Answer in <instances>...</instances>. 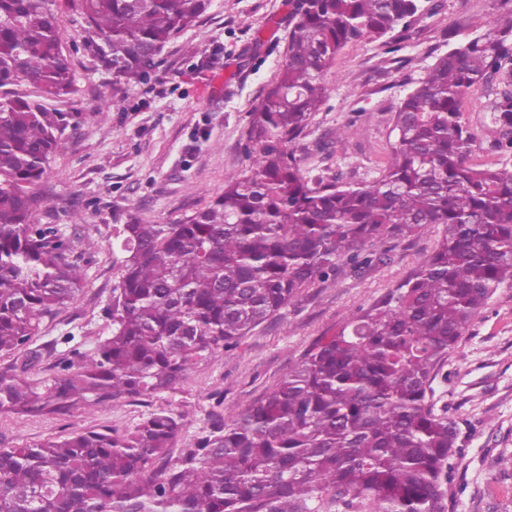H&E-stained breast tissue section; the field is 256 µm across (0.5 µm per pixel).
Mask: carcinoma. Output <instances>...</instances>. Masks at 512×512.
Segmentation results:
<instances>
[{
    "instance_id": "carcinoma-1",
    "label": "carcinoma",
    "mask_w": 512,
    "mask_h": 512,
    "mask_svg": "<svg viewBox=\"0 0 512 512\" xmlns=\"http://www.w3.org/2000/svg\"><path fill=\"white\" fill-rule=\"evenodd\" d=\"M117 83L140 82L209 0H69ZM422 0H295L284 61L250 112L248 165L174 224L135 214L109 335L56 375L28 376L42 323L84 273L59 229L35 224L33 191L66 145L70 114L42 97L77 92L57 0H0V415H66L173 390L199 361L233 354L302 290L361 272L383 245L443 226L436 250L378 302L320 336L301 363L232 423L178 457L184 415L0 448V512H447L460 428L433 383L501 288H512V168L470 163L465 99L488 87L495 148L512 159V24L459 42L393 118L389 161L359 186L304 174L296 142L328 94L336 55L408 28Z\"/></svg>"
}]
</instances>
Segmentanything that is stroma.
Segmentation results:
<instances>
[{"mask_svg":"<svg viewBox=\"0 0 512 512\" xmlns=\"http://www.w3.org/2000/svg\"><path fill=\"white\" fill-rule=\"evenodd\" d=\"M289 0H211L197 21L165 48L143 81L116 84L84 43L83 21L59 9L60 34L77 92L47 109L71 115L65 148L37 187L46 208L37 224L58 225L84 269L83 287L33 342L43 357L33 378L53 376L67 353L92 350L108 335L104 315L117 279L115 225L129 214L171 224L223 193L226 176L248 163V113L276 73L288 36ZM512 22V0H426L409 29L386 40L363 37L336 56L326 75L328 95L298 146L309 175L359 185L380 176L393 141V116L404 95L436 58L489 26ZM483 89L464 104L476 136L473 165H498ZM354 134L335 141L336 130ZM430 227L398 242L387 258L361 274L304 290L274 319L245 336L230 355L196 364L175 390L119 408L80 405L65 416L0 415V448H18L86 429L133 428L149 412L184 414L185 448L213 416L237 419L270 392L323 333L378 301L413 273L442 237ZM436 397L461 428V454L448 483V512H512V288L500 289L449 355Z\"/></svg>","mask_w":512,"mask_h":512,"instance_id":"35a3bbf8","label":"stroma"}]
</instances>
